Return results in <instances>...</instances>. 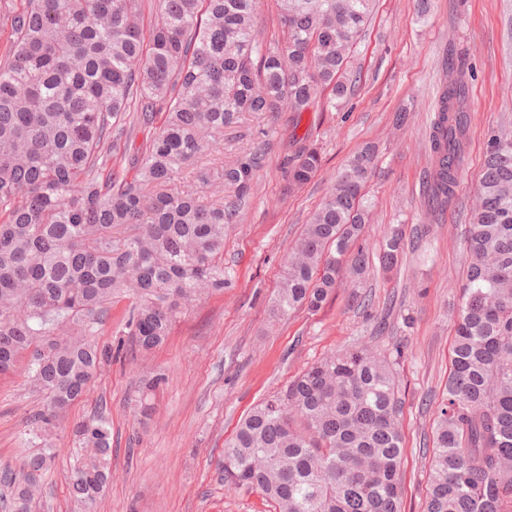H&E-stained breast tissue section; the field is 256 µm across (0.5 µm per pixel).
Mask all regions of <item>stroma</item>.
<instances>
[{"mask_svg": "<svg viewBox=\"0 0 512 512\" xmlns=\"http://www.w3.org/2000/svg\"><path fill=\"white\" fill-rule=\"evenodd\" d=\"M469 75L468 147L455 199L433 218L422 180L430 164L428 132L448 63ZM355 88L345 103L281 117L238 223L224 233L229 281L179 313L168 340L150 352L121 353L70 408L55 434L57 455L30 512H75L70 476L79 459L71 428L107 406L112 422V481L97 512H273L255 490L225 491L218 462L224 442L260 401L308 365L351 343L401 348L399 416L405 455V512H422L435 410L448 380L455 336L453 308L466 279V215L478 193L491 132L512 134V0H377L362 41L350 54ZM404 111L403 126L393 122ZM263 122L244 115L225 130L224 150L193 162L182 186L231 161ZM309 137L322 167L307 183L288 186L286 159ZM377 148L365 193L371 220L363 237L378 254L393 224L406 232L403 262L361 281L339 280L315 312L281 320L269 314L283 265L337 172L363 146ZM361 303L352 305L351 292ZM165 373L137 409L142 380ZM39 402L24 366L0 375V468L17 464L22 438Z\"/></svg>", "mask_w": 512, "mask_h": 512, "instance_id": "35a3bbf8", "label": "stroma"}]
</instances>
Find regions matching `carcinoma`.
Segmentation results:
<instances>
[{
    "instance_id": "obj_1",
    "label": "carcinoma",
    "mask_w": 512,
    "mask_h": 512,
    "mask_svg": "<svg viewBox=\"0 0 512 512\" xmlns=\"http://www.w3.org/2000/svg\"><path fill=\"white\" fill-rule=\"evenodd\" d=\"M0 0L10 29L0 52V374L21 360L41 406L25 431L36 452L0 471L11 512H29L55 461L53 428L89 388L112 348L93 339L112 297L135 303L125 334L140 350L168 338L181 307L224 288V230L248 202L268 142L251 140L216 170L212 201L176 180L224 148L244 113L275 126L351 94L348 56L375 0H279L282 39L255 36L256 0ZM152 13L149 36L139 20ZM468 76L448 66L430 125L425 189L454 199L468 144ZM166 114L127 159L122 138ZM375 149L336 175L289 254L270 313L317 311L337 280L365 276L358 244ZM288 183L321 167L308 137L287 158ZM211 177L203 179L210 183ZM405 233L378 259L395 267ZM470 261L456 310L448 384L436 409L424 512H512V138L491 134L466 230ZM400 356L366 344L332 352L257 404L224 441L227 490H258L275 512H403ZM89 450L71 476L77 512H96L112 478L105 410L74 425Z\"/></svg>"
}]
</instances>
